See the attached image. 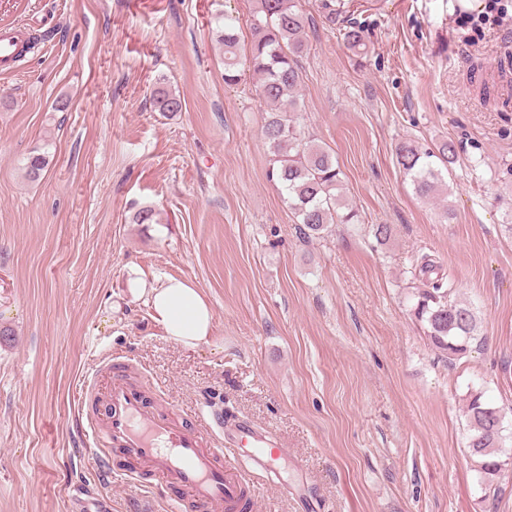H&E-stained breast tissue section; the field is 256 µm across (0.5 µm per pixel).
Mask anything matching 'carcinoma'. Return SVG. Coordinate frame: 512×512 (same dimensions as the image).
I'll return each mask as SVG.
<instances>
[{
    "label": "carcinoma",
    "mask_w": 512,
    "mask_h": 512,
    "mask_svg": "<svg viewBox=\"0 0 512 512\" xmlns=\"http://www.w3.org/2000/svg\"><path fill=\"white\" fill-rule=\"evenodd\" d=\"M347 49L356 57L367 53L365 28L354 20L347 21L344 33ZM224 84L241 81L245 71L258 77L259 96L268 107L264 135L272 152L269 177L275 180L303 234H320L330 224H353L357 213L348 207L339 193L340 170L333 157L321 146L302 137L293 113L301 83L299 58L306 49L304 17L298 0H258L253 23L250 56L241 61L238 36L234 28L223 24ZM155 109L164 114L183 110V102L174 91L159 86L153 92ZM455 149L446 142L436 149L422 148L410 141L396 147V161L410 180L415 193L433 198L442 186V169L454 164ZM48 165L47 155L32 151L24 160L31 179L39 178ZM436 266L426 260L419 272L425 276L426 289L414 307L417 319L427 330L436 349L450 357L467 353L478 340V319L471 305L453 298L451 280L437 276ZM469 423L468 450L475 463L480 483L491 486L512 457L502 458L499 443L502 431L494 414L501 409L483 399L482 392L472 390L466 398Z\"/></svg>",
    "instance_id": "1"
}]
</instances>
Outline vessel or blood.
<instances>
[{
	"instance_id": "obj_1",
	"label": "vessel or blood",
	"mask_w": 512,
	"mask_h": 512,
	"mask_svg": "<svg viewBox=\"0 0 512 512\" xmlns=\"http://www.w3.org/2000/svg\"><path fill=\"white\" fill-rule=\"evenodd\" d=\"M23 35L20 28L0 33V68L14 67ZM97 375L109 381L104 409L101 416H86L85 430L95 442L99 472L111 476L105 452L118 448L135 460L137 474L173 490L170 512H254V495L225 471L224 461L242 457L273 473L285 455L281 444L247 423H226L216 411L199 413L195 426L167 419L132 383L128 365L107 362Z\"/></svg>"
}]
</instances>
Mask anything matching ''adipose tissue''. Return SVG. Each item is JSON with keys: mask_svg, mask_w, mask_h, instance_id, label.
I'll return each mask as SVG.
<instances>
[{"mask_svg": "<svg viewBox=\"0 0 512 512\" xmlns=\"http://www.w3.org/2000/svg\"><path fill=\"white\" fill-rule=\"evenodd\" d=\"M148 299L154 321L170 340L190 348L208 342L213 314L197 288L170 278L150 287Z\"/></svg>", "mask_w": 512, "mask_h": 512, "instance_id": "ef3b65f1", "label": "adipose tissue"}]
</instances>
